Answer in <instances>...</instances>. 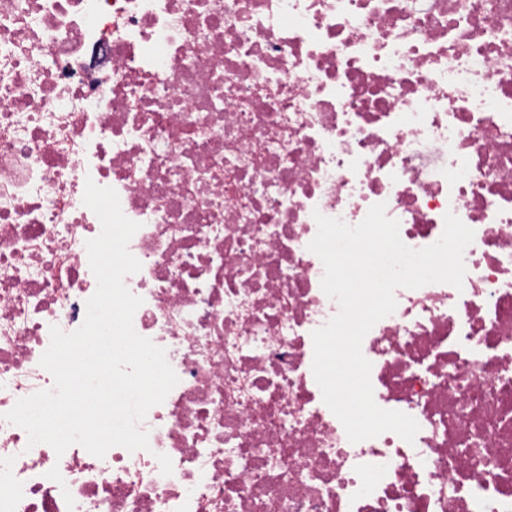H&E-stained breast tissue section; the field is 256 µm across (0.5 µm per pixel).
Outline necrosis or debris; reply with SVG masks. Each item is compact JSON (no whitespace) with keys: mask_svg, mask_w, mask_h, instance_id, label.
I'll return each instance as SVG.
<instances>
[{"mask_svg":"<svg viewBox=\"0 0 512 512\" xmlns=\"http://www.w3.org/2000/svg\"><path fill=\"white\" fill-rule=\"evenodd\" d=\"M89 179L179 378L101 459L4 418L97 288ZM377 203L415 250L474 232L362 342L411 444L350 442L312 372L313 214ZM0 512H512V0H0Z\"/></svg>","mask_w":512,"mask_h":512,"instance_id":"obj_1","label":"necrosis or debris"}]
</instances>
